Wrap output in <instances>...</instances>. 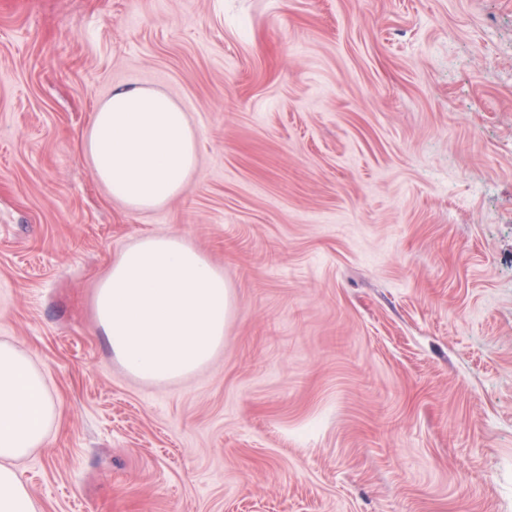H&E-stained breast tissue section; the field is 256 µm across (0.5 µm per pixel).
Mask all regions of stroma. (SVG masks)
<instances>
[{
	"mask_svg": "<svg viewBox=\"0 0 512 512\" xmlns=\"http://www.w3.org/2000/svg\"><path fill=\"white\" fill-rule=\"evenodd\" d=\"M129 85L201 133L152 211L83 150ZM165 234L232 305L153 381L93 300ZM0 342L60 407L38 512H512V0H0Z\"/></svg>",
	"mask_w": 512,
	"mask_h": 512,
	"instance_id": "35a3bbf8",
	"label": "stroma"
}]
</instances>
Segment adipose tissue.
<instances>
[{
	"instance_id": "obj_1",
	"label": "adipose tissue",
	"mask_w": 512,
	"mask_h": 512,
	"mask_svg": "<svg viewBox=\"0 0 512 512\" xmlns=\"http://www.w3.org/2000/svg\"><path fill=\"white\" fill-rule=\"evenodd\" d=\"M199 133L165 93L118 87L92 115L84 150L98 181L131 209L149 211L184 194L197 165ZM224 273L176 235L148 236L123 250L99 282L97 327L131 374L184 376L224 342ZM59 407L30 353L0 342V512H37L14 468L47 447Z\"/></svg>"
}]
</instances>
